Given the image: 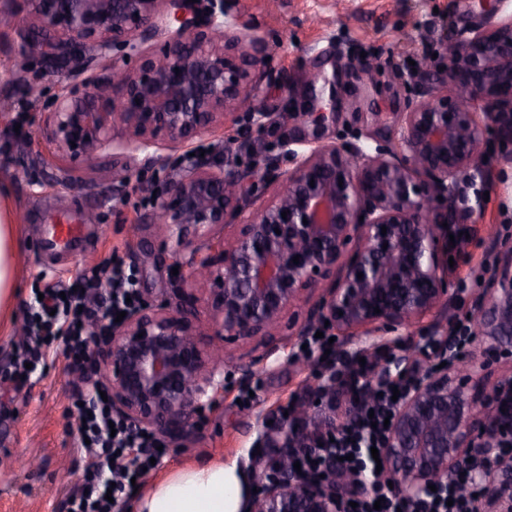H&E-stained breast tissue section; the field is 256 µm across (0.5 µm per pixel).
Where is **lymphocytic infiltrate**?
<instances>
[{
    "label": "lymphocytic infiltrate",
    "mask_w": 512,
    "mask_h": 512,
    "mask_svg": "<svg viewBox=\"0 0 512 512\" xmlns=\"http://www.w3.org/2000/svg\"><path fill=\"white\" fill-rule=\"evenodd\" d=\"M136 277L122 261L106 267H91L81 275L80 290H48L38 313L26 318L24 340L17 356V369L41 360L54 343H62L71 370L79 372L81 384L71 397L85 428L83 451L89 459L80 491L69 500V512H121L116 498L130 488L132 480H144L152 458L158 457L159 439L143 436L125 419L107 411L100 395L99 382L89 366L88 347L93 340L94 322L116 319L130 311L138 300ZM372 366H353L348 371L355 401L352 418L330 429L323 446L304 448L294 453L303 472L318 476L330 462H339L354 479L349 488L352 512H479L477 480H456L454 492L445 489L409 499L396 494L376 472L372 448H383L386 417L394 416L399 404L394 391H407L411 377L374 379Z\"/></svg>",
    "instance_id": "f902f5d3"
}]
</instances>
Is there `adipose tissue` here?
<instances>
[{
  "label": "adipose tissue",
  "mask_w": 512,
  "mask_h": 512,
  "mask_svg": "<svg viewBox=\"0 0 512 512\" xmlns=\"http://www.w3.org/2000/svg\"><path fill=\"white\" fill-rule=\"evenodd\" d=\"M21 252L15 225L0 216V311H10L18 298L14 286L16 258ZM246 479L237 465L215 461L185 464L154 481L140 495L137 512H241Z\"/></svg>",
  "instance_id": "adipose-tissue-1"
}]
</instances>
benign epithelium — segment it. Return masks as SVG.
Returning a JSON list of instances; mask_svg holds the SVG:
<instances>
[{"mask_svg":"<svg viewBox=\"0 0 512 512\" xmlns=\"http://www.w3.org/2000/svg\"><path fill=\"white\" fill-rule=\"evenodd\" d=\"M27 2L54 62L78 60L84 75L79 90L60 81L41 134L86 168L102 151L131 167L162 149L177 152L238 111L258 128L266 124L251 75L266 54L224 0ZM159 36L167 47L153 56L146 44ZM119 48L138 58L135 68L115 60ZM444 58L451 92L428 87L392 147L295 138L280 145L286 169L229 176L223 162L199 159L181 167L157 198L153 225L173 242L169 260L191 288L175 307L140 305L91 345L114 414L157 437H183L204 401L224 389L223 349L204 347L200 337L269 336L301 303L308 309L298 340L329 331L343 343L403 329L447 306L442 247L459 223V185L481 169L488 123L512 142V14L491 30L458 32ZM104 63L106 79L95 74ZM269 177L278 182L273 199L250 210L242 184ZM200 284L207 325L197 321ZM472 318L478 349L442 348L413 375L387 433L383 474L400 495L415 497L474 473L488 447L501 448L479 477L481 512H512V245L487 270ZM494 365L502 375L489 386ZM277 430L282 456L258 476L246 512H347L343 470L320 478L290 465L299 443L321 438L309 411L290 414Z\"/></svg>","mask_w":512,"mask_h":512,"instance_id":"1","label":"benign epithelium"}]
</instances>
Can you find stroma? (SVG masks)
<instances>
[{
	"label": "stroma",
	"instance_id": "obj_1",
	"mask_svg": "<svg viewBox=\"0 0 512 512\" xmlns=\"http://www.w3.org/2000/svg\"><path fill=\"white\" fill-rule=\"evenodd\" d=\"M239 26L261 39L269 56L256 72L259 100L271 118L263 128L246 119L211 129L190 146L212 157L224 155L225 172L262 169L279 158L288 138H309L324 144L337 136L366 143L393 140L403 114L428 84L447 86L441 53L456 31L493 27L512 13V0H232ZM14 15L0 26V203L9 206L24 243L19 257V299L16 327L0 331V512H68L69 499L82 484L87 459L78 444V419L70 403L78 373L69 369L61 347H53L43 363L24 380L11 376L12 361L22 342L17 327L36 306L39 291L74 283L83 270L105 266L111 259L131 266L141 296L161 295L177 301L178 278L166 256L170 245L147 221L173 173L171 163L158 159L124 173L120 160L101 153L96 169H82L79 160L58 152L39 132L46 103L57 84L49 73L45 48L24 0H6ZM29 52L27 72L14 65ZM366 56L371 73L347 68L348 59ZM434 57L432 73L418 64ZM335 81L336 94L327 98L313 80ZM289 82L290 95L281 92ZM310 120L299 121L297 110ZM487 159L474 179L459 189L462 218L459 237L448 254L455 293L449 315L424 318L404 331L390 348L367 351L376 365L400 362L406 350L415 361L430 365L435 354L428 338H443L452 325L466 322L481 278L496 255L495 248L512 242V164L502 161L512 146L500 137L488 139ZM74 181L62 183V170ZM94 210L100 221L85 227L87 248L80 253L45 249L42 227L65 216L82 218ZM306 313L297 307L286 314L270 336L227 344L231 365L224 371V390L204 405L196 426L169 445L154 477L178 465H205L216 460L249 470L257 454H272L280 437L276 423L286 410L310 400L326 383L331 366L357 360L355 348L332 344L327 358L305 359L293 328ZM256 362L250 384H242L236 367ZM253 391L249 406L238 399ZM34 457L38 467L24 466Z\"/></svg>",
	"mask_w": 512,
	"mask_h": 512
}]
</instances>
